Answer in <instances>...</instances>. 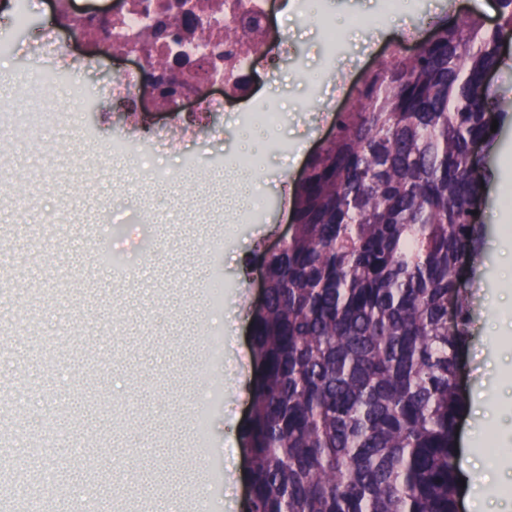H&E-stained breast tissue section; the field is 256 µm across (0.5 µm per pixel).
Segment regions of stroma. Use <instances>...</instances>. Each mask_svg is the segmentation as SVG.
I'll return each instance as SVG.
<instances>
[{
	"instance_id": "1",
	"label": "stroma",
	"mask_w": 512,
	"mask_h": 512,
	"mask_svg": "<svg viewBox=\"0 0 512 512\" xmlns=\"http://www.w3.org/2000/svg\"><path fill=\"white\" fill-rule=\"evenodd\" d=\"M51 0H32L33 23L18 30L0 6V40L13 55L0 58V251L12 264L0 275V328L10 359L0 360V455H20L27 443L49 441L45 462L61 467L66 493L58 512H73L97 468L99 489L120 499L123 512H184V489L198 464L188 448L203 446L223 458L204 488L210 512H244L246 460L241 429L247 418L256 364L250 304L256 303L261 254L278 244L290 223L293 194L305 166L331 133L356 83L392 50L409 52L431 21H458L475 0H401L397 13L375 19L377 0H288L274 25L290 29L292 43L277 56L278 75L259 70L249 98L231 112H205L173 129L169 113L134 111L112 99V85L131 69L101 43L61 30ZM348 26L350 48L329 57L322 32ZM42 63L65 82L49 105H32L14 73ZM343 73L311 102L308 87L323 73ZM89 92L88 127L57 124L70 93ZM285 104L288 121L243 150L244 115ZM123 139L140 156H116ZM262 158L247 205L227 198L238 179L234 162ZM203 156L205 172L184 162ZM94 167L79 169L80 156ZM492 171L486 206L484 264L463 281L478 308L473 338L458 370L468 411L459 424L461 466L481 471L466 480L463 512L480 502L484 512H512V113L488 159ZM166 171L127 197L128 178L140 166ZM36 205L15 208L19 191ZM223 233L224 245L205 252L204 239ZM224 282V309L212 311L207 285ZM224 336L223 354L203 365L197 338ZM223 393L209 406L211 429L194 437L186 406L208 390ZM26 417L14 418L17 397ZM88 449L90 466L63 467L72 449Z\"/></svg>"
}]
</instances>
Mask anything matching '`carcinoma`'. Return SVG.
I'll return each instance as SVG.
<instances>
[{"label": "carcinoma", "mask_w": 512, "mask_h": 512, "mask_svg": "<svg viewBox=\"0 0 512 512\" xmlns=\"http://www.w3.org/2000/svg\"><path fill=\"white\" fill-rule=\"evenodd\" d=\"M496 4L493 28L474 11L379 61L295 188L251 316L249 512H456L455 365L474 310L461 271L482 265L488 181L470 142L495 141L504 97L482 75L512 37V0ZM255 28L224 38L248 47ZM24 465L36 483L9 484L0 512L16 497L53 512L40 486L57 471L31 450Z\"/></svg>", "instance_id": "1"}]
</instances>
